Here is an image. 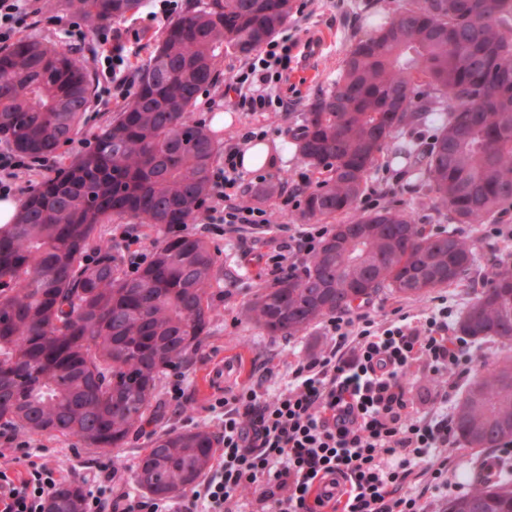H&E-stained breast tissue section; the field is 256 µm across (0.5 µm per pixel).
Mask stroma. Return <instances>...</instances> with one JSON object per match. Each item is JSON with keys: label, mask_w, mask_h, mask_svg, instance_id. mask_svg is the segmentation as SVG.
<instances>
[{"label": "stroma", "mask_w": 512, "mask_h": 512, "mask_svg": "<svg viewBox=\"0 0 512 512\" xmlns=\"http://www.w3.org/2000/svg\"><path fill=\"white\" fill-rule=\"evenodd\" d=\"M403 0H297L298 8L284 31L292 41L302 42L312 34H323L327 44L310 64L314 77L309 83L287 80L278 84L276 93L284 102L273 112H240L232 110L224 98V90L247 63L233 51L222 53L216 60L214 75L205 92L199 93L193 107L194 119L208 123L215 113H231L233 121L216 131L217 148L234 142L246 127L260 126L265 140L278 158L269 181L253 182L245 187V196L267 213V223L246 227L235 233L203 231L198 219H191L184 230L204 235L216 253L220 276L212 292L217 306L210 333L196 352L186 356L177 372L166 373L158 386L150 422L145 434L131 436L120 448L102 452L86 448L73 440L49 436H30L29 442L43 462L56 470L61 483L86 482L93 476L103 457H110L117 467L114 480L117 490L140 494L133 479L136 464L148 445L149 435L203 429L216 432L218 422L210 407L225 392L252 385L267 369L285 376L299 360L319 353L329 342L326 322H318L299 336H270L259 330L248 318L247 308L273 282L267 274L270 256L286 231L303 227L298 218L302 203L296 189L314 185L316 170L297 155L295 140L303 125L304 114L313 99L329 92L335 85L343 62L352 46L369 32L374 24L391 20ZM171 20L165 16L150 19L146 9L112 23V30L123 35L124 53L132 64L133 75L143 66L162 40ZM23 37L38 39L68 49L80 57L88 70L98 66L101 50L97 33L90 23L63 10L61 0H42L41 13L23 19L19 28ZM214 104H207V97ZM122 95H108L94 89L81 130L56 154L58 165L79 158L93 145L98 133L106 128L127 105ZM366 194L375 195L378 208L397 205L413 212L416 223L426 230L453 228L460 236L474 240L476 260L470 277L456 285L437 289L425 298H404L385 291L358 306V313L382 323L395 313L419 316L432 308L438 298L448 300L453 318H460L483 284L499 270L498 261L512 258V237H489L481 224L449 225L426 185L422 166L409 164L396 157L394 146L387 147L372 171ZM223 366L219 381L210 376L216 366ZM183 379V405L174 410L167 402L168 389L174 376ZM494 449L472 450L460 440L448 446V480L471 486L475 476L483 475L488 463L494 462Z\"/></svg>", "instance_id": "1"}]
</instances>
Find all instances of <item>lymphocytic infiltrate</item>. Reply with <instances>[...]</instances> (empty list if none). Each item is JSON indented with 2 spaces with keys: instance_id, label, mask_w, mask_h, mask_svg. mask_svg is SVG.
I'll list each match as a JSON object with an SVG mask.
<instances>
[{
  "instance_id": "1",
  "label": "lymphocytic infiltrate",
  "mask_w": 512,
  "mask_h": 512,
  "mask_svg": "<svg viewBox=\"0 0 512 512\" xmlns=\"http://www.w3.org/2000/svg\"><path fill=\"white\" fill-rule=\"evenodd\" d=\"M294 47L288 36L270 40L235 76V104L244 112L277 106L273 90L288 68ZM245 129L224 148V166L214 185V205L201 215L207 224L266 223L263 209L238 197L244 173L238 159L257 139ZM326 228L283 238L270 258L280 278L313 255ZM447 307L424 320L407 316L380 324L366 315L340 312L328 320L330 344L300 360L276 393L256 384L217 399L220 460L174 512H425L427 499L447 485L446 453L453 437L448 376L469 374L468 341L450 338ZM424 364L441 387L413 413L404 379ZM111 459L100 461L86 493V512H164L162 504L119 493ZM55 471L28 459L23 478L0 471V512H44L56 488Z\"/></svg>"
}]
</instances>
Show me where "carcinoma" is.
I'll list each match as a JSON object with an SVG mask.
<instances>
[{"label":"carcinoma","instance_id":"1","mask_svg":"<svg viewBox=\"0 0 512 512\" xmlns=\"http://www.w3.org/2000/svg\"><path fill=\"white\" fill-rule=\"evenodd\" d=\"M105 26L141 0H63ZM296 0H205L172 24L143 69L136 96L95 137L92 150L45 181L16 222L0 227V424L32 435L119 448L143 430L161 376L200 348L213 321L217 259L183 226L212 189L213 136L191 117L226 49L247 57L288 23ZM512 0H409L387 25L360 39L333 90L305 112L298 152L323 178L303 198L299 220L353 209L389 139L436 104L447 118L427 152L429 190L456 224H486L512 208ZM91 97L82 60L22 38L0 54V137L42 155L77 134ZM118 215L154 228L150 261L121 269L98 233ZM354 224H397L327 254L330 239L299 272L248 308L270 336H297L387 289L423 297L466 279L475 243L427 233L410 211L387 207ZM95 258L85 260L88 251ZM372 267L375 282L355 288ZM459 331L495 339L505 354L476 372L456 407L454 430L469 448L512 441V269L496 272L468 305ZM216 440L204 430L163 434L139 459L137 485L155 498L194 485ZM78 483L55 489L45 512H84ZM448 512H512V487L483 480Z\"/></svg>","mask_w":512,"mask_h":512}]
</instances>
